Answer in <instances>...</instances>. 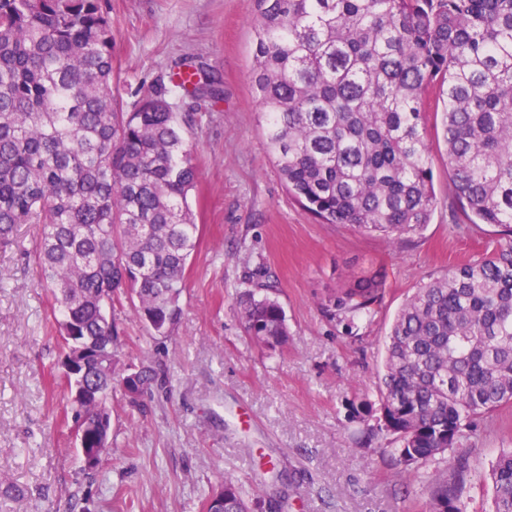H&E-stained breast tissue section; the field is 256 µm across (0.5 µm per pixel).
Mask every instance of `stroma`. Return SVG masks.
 I'll return each mask as SVG.
<instances>
[{"label": "stroma", "instance_id": "1", "mask_svg": "<svg viewBox=\"0 0 512 512\" xmlns=\"http://www.w3.org/2000/svg\"><path fill=\"white\" fill-rule=\"evenodd\" d=\"M112 21L117 88L131 101L180 64L203 66L223 91L194 105L172 96L198 167L189 203L199 245L185 275L181 318L154 335L131 298L114 306L124 331L112 373L164 369L162 388L131 407L112 393V450L87 478L52 374L62 355L56 314L37 285V227L0 246V475L26 489L0 512H205L225 475L263 481L253 512H429L428 495L382 440L362 444L348 405L376 393L387 334L415 288L491 254L498 238L472 224L448 176L441 116L424 127L438 206L415 235L390 240L323 224L289 194L269 151L250 82L256 0H102ZM377 271L385 292L371 318L331 320L323 301L354 275ZM267 285L289 338L270 350L247 335L239 291ZM466 455V512H491L490 468L512 449V407L480 420ZM274 458L279 476L266 472Z\"/></svg>", "mask_w": 512, "mask_h": 512}]
</instances>
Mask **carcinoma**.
<instances>
[{
  "instance_id": "cac0c4a2",
  "label": "carcinoma",
  "mask_w": 512,
  "mask_h": 512,
  "mask_svg": "<svg viewBox=\"0 0 512 512\" xmlns=\"http://www.w3.org/2000/svg\"><path fill=\"white\" fill-rule=\"evenodd\" d=\"M252 88L279 174L323 224L388 239L421 231L437 206L423 117L443 103L456 199L499 249L424 282L391 325L377 399L351 406L427 484L431 512H463V460L478 421L512 403V0H257ZM112 21L101 0H0V245L39 225V285L65 347L107 350L121 335L112 301L137 298L159 336L182 315L197 224L188 203L198 169L168 96L219 98L190 64L130 103L113 91ZM382 280L329 297L351 326ZM248 335L288 341L280 303L236 296ZM67 392L86 391L71 420L76 449L97 446L112 416V371L72 364ZM142 365L122 378L132 403L160 384ZM493 512H512V450L492 464ZM224 477L206 503L251 512Z\"/></svg>"
}]
</instances>
